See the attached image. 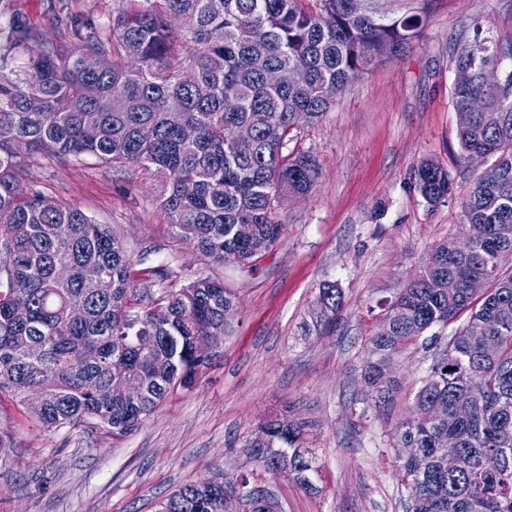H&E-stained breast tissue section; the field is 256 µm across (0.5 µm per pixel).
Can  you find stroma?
<instances>
[{"mask_svg":"<svg viewBox=\"0 0 512 512\" xmlns=\"http://www.w3.org/2000/svg\"><path fill=\"white\" fill-rule=\"evenodd\" d=\"M123 0H0V26L27 31L9 47L24 66L44 42L69 48L74 26L112 36ZM512 48V0H434L421 39L406 54L356 79L316 125L301 130L319 160L304 197L280 202L285 238L255 273L204 259L179 237L138 166L96 157L23 158L29 182L62 205L108 227L137 273L135 287L178 288L200 275L237 295L223 354L193 392L170 396L135 432L118 438L91 428L45 430L9 406L19 463L0 469V512H157L180 486L231 477L251 465L245 440L266 418L307 423L320 476L308 492L285 480L267 486L286 512H406L392 434L406 417L433 352L412 346L390 360L401 386L377 408L362 379L380 301L422 266L438 241L456 235L462 201L482 168L460 158L450 95L453 57L471 24ZM447 163L454 199L429 207L414 172ZM339 284L344 306L321 334L316 294Z\"/></svg>","mask_w":512,"mask_h":512,"instance_id":"obj_1","label":"stroma"}]
</instances>
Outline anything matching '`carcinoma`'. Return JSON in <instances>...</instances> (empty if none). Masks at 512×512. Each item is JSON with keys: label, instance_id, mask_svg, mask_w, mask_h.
<instances>
[{"label": "carcinoma", "instance_id": "cac0c4a2", "mask_svg": "<svg viewBox=\"0 0 512 512\" xmlns=\"http://www.w3.org/2000/svg\"><path fill=\"white\" fill-rule=\"evenodd\" d=\"M112 20V41L78 28V46L44 45L11 78L0 77V397L25 408L48 430L90 424L114 437L137 430L178 391L193 390L221 355L235 297L224 282L199 276L181 288L132 287V263L110 230L64 207L26 181L22 153L95 156L153 172L159 201L180 237L202 256L224 262L239 253L256 269L282 241L275 217L283 196L308 194L319 172L316 155L288 150L294 131L313 125L358 77L406 52L427 26L434 0H125ZM475 57H454L451 104L466 158L491 160L461 203L458 234L437 243L420 270L384 305L364 369L374 405L395 402L386 360L436 326L464 320L437 349L393 447L419 448V464L401 461L408 512H512V69L489 88L484 64L503 55L480 24ZM92 57L96 67L87 69ZM304 67L307 83L290 72ZM277 69L283 80L267 82ZM193 78L185 81L184 72ZM152 129L146 138L142 130ZM193 127L192 140L182 136ZM97 131L89 139L85 132ZM415 185L432 208L452 199L453 178L439 160L422 162ZM193 191L186 193L183 185ZM251 225L250 237L238 233ZM98 267L106 286L85 280ZM488 288L472 295L466 284ZM453 279L458 288H434ZM26 282L18 296L9 288ZM343 306L327 282L316 298L323 329ZM26 310L19 317L16 311ZM81 308L79 320L70 316ZM217 337L209 358L194 353L201 336ZM500 344L481 351L487 337ZM118 378L142 388L131 402L112 395ZM439 402L458 421L437 420ZM306 425L268 420L245 440L254 467L232 478L186 484L158 512H280L262 475L314 488L319 476ZM459 459L448 472V455Z\"/></svg>", "mask_w": 512, "mask_h": 512}]
</instances>
